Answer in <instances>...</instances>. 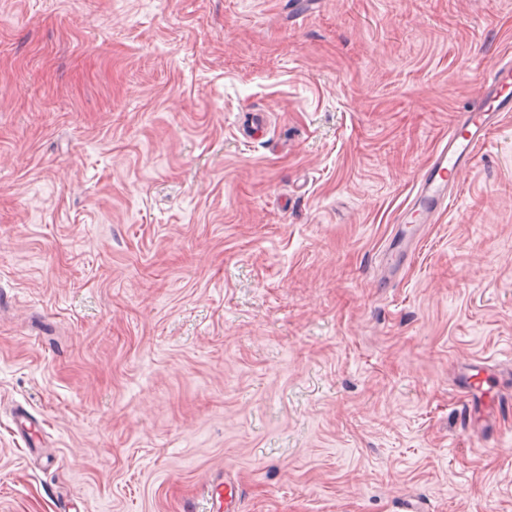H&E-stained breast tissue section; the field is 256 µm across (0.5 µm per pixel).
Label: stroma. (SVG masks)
I'll use <instances>...</instances> for the list:
<instances>
[{
	"label": "stroma",
	"mask_w": 512,
	"mask_h": 512,
	"mask_svg": "<svg viewBox=\"0 0 512 512\" xmlns=\"http://www.w3.org/2000/svg\"><path fill=\"white\" fill-rule=\"evenodd\" d=\"M512 0H0V512H512V122L399 212Z\"/></svg>",
	"instance_id": "obj_1"
}]
</instances>
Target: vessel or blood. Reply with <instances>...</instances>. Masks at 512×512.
<instances>
[{
  "instance_id": "b4317fda",
  "label": "vessel or blood",
  "mask_w": 512,
  "mask_h": 512,
  "mask_svg": "<svg viewBox=\"0 0 512 512\" xmlns=\"http://www.w3.org/2000/svg\"><path fill=\"white\" fill-rule=\"evenodd\" d=\"M512 112V63L501 64L485 84L478 102L461 112L416 181V194L409 204L413 223L431 222L447 207L448 189L466 169L476 150L484 145L489 130L505 113Z\"/></svg>"
}]
</instances>
